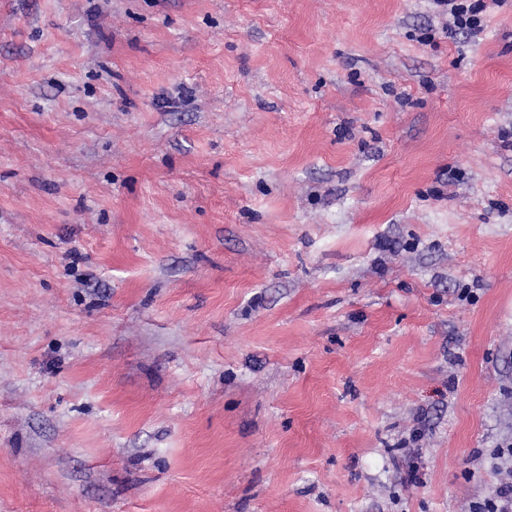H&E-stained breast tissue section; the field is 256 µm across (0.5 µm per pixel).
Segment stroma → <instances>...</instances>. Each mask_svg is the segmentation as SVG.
Returning a JSON list of instances; mask_svg holds the SVG:
<instances>
[{"instance_id": "stroma-1", "label": "stroma", "mask_w": 512, "mask_h": 512, "mask_svg": "<svg viewBox=\"0 0 512 512\" xmlns=\"http://www.w3.org/2000/svg\"><path fill=\"white\" fill-rule=\"evenodd\" d=\"M481 18L0 0V512L512 481V0Z\"/></svg>"}]
</instances>
